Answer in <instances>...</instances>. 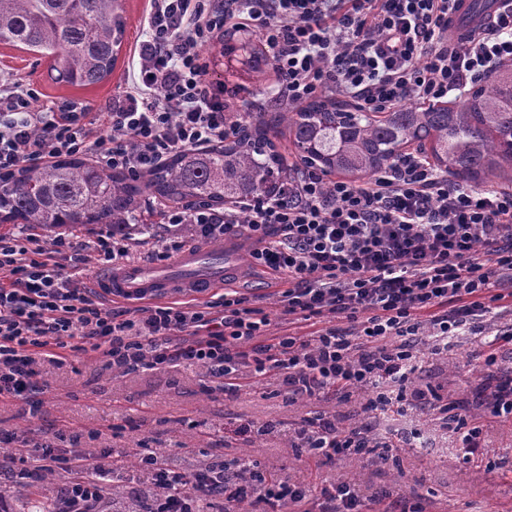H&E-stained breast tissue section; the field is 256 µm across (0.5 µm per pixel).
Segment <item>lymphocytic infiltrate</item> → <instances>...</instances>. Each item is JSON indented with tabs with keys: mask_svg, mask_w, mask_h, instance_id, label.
I'll list each match as a JSON object with an SVG mask.
<instances>
[{
	"mask_svg": "<svg viewBox=\"0 0 512 512\" xmlns=\"http://www.w3.org/2000/svg\"><path fill=\"white\" fill-rule=\"evenodd\" d=\"M457 0H150L149 34L125 87L94 115L32 105V91L0 95V175L61 155L87 154L101 168L137 178L175 153L223 143L237 128L223 89L206 78L198 52L216 32H257L281 87L276 101L300 106L344 92L364 112H392L410 98L423 104L479 84L512 64V5L480 33H449ZM169 234L151 255L166 260L198 239H243L250 268L281 275L283 316L315 323L312 335L272 336L261 308L228 288L218 301L106 308L81 280L88 259L114 266L141 239L101 231L52 241L22 228L0 235V398L29 402L42 390L44 362L65 364L69 352L97 353L120 374L196 364L218 389L270 378L314 408L294 427L292 447L325 463L378 449L380 466L393 449L432 445L425 423L401 433L339 426L319 408L328 393L363 398L362 409L386 420L438 405L415 381L426 356L483 343L469 363L493 380L482 414L457 412L441 425L463 461L482 453L489 420L512 421V326L487 330L481 318L512 298V189L468 188L422 156L409 153L353 183L297 168L289 195L254 197L218 212L202 204L168 210ZM23 478L64 471L57 512H96L102 485L91 467L110 468L108 453L33 448L18 455ZM145 487L130 499L138 512H197L220 496L224 512H369L374 497L334 482L313 493L271 479L243 457L220 467L185 471L144 449Z\"/></svg>",
	"mask_w": 512,
	"mask_h": 512,
	"instance_id": "1",
	"label": "lymphocytic infiltrate"
}]
</instances>
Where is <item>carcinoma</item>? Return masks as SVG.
I'll list each match as a JSON object with an SVG mask.
<instances>
[{
	"mask_svg": "<svg viewBox=\"0 0 512 512\" xmlns=\"http://www.w3.org/2000/svg\"><path fill=\"white\" fill-rule=\"evenodd\" d=\"M120 0H0V43L21 44L51 60L55 80L95 86L112 75L125 34ZM238 136L186 150L144 178L108 172L83 157H59L0 177V223L45 232L103 224L146 235L138 222L151 197L222 206L242 197L287 195L290 173L269 133L288 131L301 161L352 182L381 171L416 146L458 181L512 184V66L501 67L458 103L395 112H350L336 98L290 109L243 108ZM27 512H55L52 480L26 484Z\"/></svg>",
	"mask_w": 512,
	"mask_h": 512,
	"instance_id": "obj_1",
	"label": "carcinoma"
}]
</instances>
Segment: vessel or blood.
Here are the masks:
<instances>
[{
	"label": "vessel or blood",
	"mask_w": 512,
	"mask_h": 512,
	"mask_svg": "<svg viewBox=\"0 0 512 512\" xmlns=\"http://www.w3.org/2000/svg\"><path fill=\"white\" fill-rule=\"evenodd\" d=\"M503 7V0H489L485 11L472 8V0H460L452 25L462 34L484 26L488 16ZM242 267L237 251L219 244L210 250L187 246L171 262L162 266L124 263L108 270L94 286L106 298L120 299L131 305L200 294L231 281Z\"/></svg>",
	"instance_id": "obj_1"
}]
</instances>
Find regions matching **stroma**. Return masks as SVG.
Returning a JSON list of instances; mask_svg holds the SVG:
<instances>
[{"label":"stroma","mask_w":512,"mask_h":512,"mask_svg":"<svg viewBox=\"0 0 512 512\" xmlns=\"http://www.w3.org/2000/svg\"><path fill=\"white\" fill-rule=\"evenodd\" d=\"M126 34L111 77L93 87H73L53 82L49 62L28 50L0 44V88L14 85L37 92L39 100L70 101L97 112L119 95L136 42L143 33L149 0H121ZM249 31L230 37L234 51L216 54L203 45L200 54L211 81L238 92L246 101H265L276 91L274 70L248 72L245 46L255 43ZM280 278L253 275L239 281L241 293L263 308L272 334L305 336L304 323H288L282 315L277 292ZM482 337L465 339L462 353L453 359L436 357L425 365L417 384L439 387L449 404L479 413L484 378L466 362L467 351L477 349ZM37 413L19 401L0 402V430L14 436V447L31 448L53 443L54 431H63V445L80 452L113 448L137 459L141 449L159 448L168 461L184 470L198 468L204 454L230 460L247 456L275 475L299 480L313 491L337 481L360 484L366 494L400 496L407 503L426 497L432 512H512V424L496 423L488 432L482 455L463 462L445 433H438L435 448L420 451L399 449L398 463L380 467L377 451L330 465L301 456L283 436L289 425L310 410L305 400H289L270 381L253 382L227 395L206 389L207 379L195 365L185 362L162 371L111 375L101 370L97 359L76 352L69 367H48ZM246 420L276 424L275 433L246 439L238 425Z\"/></svg>","instance_id":"1"}]
</instances>
